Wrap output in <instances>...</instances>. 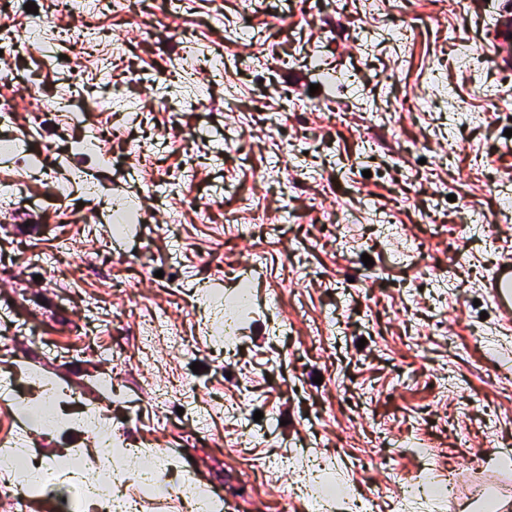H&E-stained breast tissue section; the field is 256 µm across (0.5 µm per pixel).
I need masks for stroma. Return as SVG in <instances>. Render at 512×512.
<instances>
[{"label":"stroma","instance_id":"obj_1","mask_svg":"<svg viewBox=\"0 0 512 512\" xmlns=\"http://www.w3.org/2000/svg\"><path fill=\"white\" fill-rule=\"evenodd\" d=\"M26 2L0 0L22 41L0 57V449L102 471L88 425L18 408L51 393L164 460L158 490L113 467L138 512H182L188 481L225 512L329 489L327 512L368 492L374 512H512V320L485 286L512 257V9L251 0L243 26L240 0H106L120 38L85 43L57 0ZM67 122L112 140L61 146ZM73 288L106 327L91 350ZM70 484L34 512H91Z\"/></svg>","mask_w":512,"mask_h":512}]
</instances>
